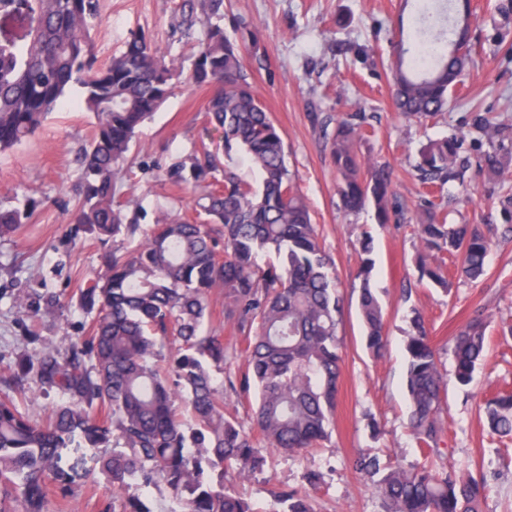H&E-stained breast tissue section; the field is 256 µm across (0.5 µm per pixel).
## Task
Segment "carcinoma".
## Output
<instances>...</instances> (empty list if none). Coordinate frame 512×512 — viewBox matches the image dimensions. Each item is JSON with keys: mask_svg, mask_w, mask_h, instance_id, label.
<instances>
[{"mask_svg": "<svg viewBox=\"0 0 512 512\" xmlns=\"http://www.w3.org/2000/svg\"><path fill=\"white\" fill-rule=\"evenodd\" d=\"M417 37L408 60L392 69L396 111L419 121L448 105V96L471 61V50L453 54L452 13L469 11V0H417ZM223 0H189L186 29L207 24L197 45L191 80L210 87L205 112L218 134L203 159L181 163L171 175L198 192L204 221L175 220L162 214L151 229L127 215L114 183L122 171L137 129L173 92L174 60L139 30L129 33L122 51L96 65L91 30L99 21V0H0V14L25 25L21 38L0 35V152L32 136L74 86L81 105L95 115L91 139L80 152L78 203L66 216L100 242L124 235L139 243L132 251L103 256L95 280L80 290L82 308L97 313L88 338L65 351L44 346L22 359L14 382L28 375L61 401L44 420L21 412L0 397V512H43L47 488L71 493L72 477L62 467L76 448H112L100 456L98 471L112 493L135 484L164 486L178 512H253L224 485V468L241 477L263 466L254 435L224 413V388L236 395L256 391L254 425L270 448L299 453L319 445L332 432L339 395L343 299L334 262L311 223L307 205L293 188L283 134L247 81L243 57L255 32L241 27V43L224 37ZM477 127L489 149L479 166L490 178L505 180L512 154L504 144L508 128L487 117ZM366 133L350 115L339 121L331 157L339 176L345 212L375 209L380 223L390 219V170L362 161L357 145ZM460 140L451 135L429 141L421 151L423 183L444 192L458 178ZM240 153L259 180L251 183L230 167L224 183L213 185L220 155ZM37 207H0V238L27 223ZM424 255L420 279L446 288L439 255L458 260L460 277L475 282L485 275L493 240L479 224H450L448 212L430 199L415 217ZM360 268L358 303L366 348L375 357L386 349L384 309L371 286L373 262ZM274 260L261 266L258 258ZM224 291L245 342L247 372L217 380L226 346L202 331L210 315L206 297ZM406 341L409 425L428 453L410 468L363 455L355 468L379 476L375 490L383 512H481L487 482L457 475L431 455L444 434L442 392L447 379L419 313ZM487 319L477 313L452 341L453 377L469 385L485 356ZM179 342L167 370L160 362L170 338ZM490 431L512 440V392L483 402ZM280 512H314L307 497L278 494Z\"/></svg>", "mask_w": 512, "mask_h": 512, "instance_id": "carcinoma-1", "label": "carcinoma"}]
</instances>
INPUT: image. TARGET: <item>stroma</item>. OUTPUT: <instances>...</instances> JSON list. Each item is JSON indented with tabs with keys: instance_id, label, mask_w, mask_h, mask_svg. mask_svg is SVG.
Listing matches in <instances>:
<instances>
[{
	"instance_id": "obj_1",
	"label": "stroma",
	"mask_w": 512,
	"mask_h": 512,
	"mask_svg": "<svg viewBox=\"0 0 512 512\" xmlns=\"http://www.w3.org/2000/svg\"><path fill=\"white\" fill-rule=\"evenodd\" d=\"M184 0H102V21L93 30L99 62L117 55L130 30L143 29L180 72L177 89L137 132L129 164L119 177V201L138 203L139 222L150 227L160 209L170 217H193V190L167 174L176 162L189 159L207 138L205 102L208 88L187 83L194 46L204 28L182 24ZM473 61L461 90L437 118L421 122L402 116L392 99L389 59L403 34L412 31V14L403 0H224V34L240 37V24L257 34L249 50L245 74L283 133L288 165L317 224L326 251L335 263L344 299L340 335L343 340L340 393L335 425L321 447L291 456L263 448L259 471L226 480L255 512H277V491L305 490V475L320 473L312 491L315 512H382L372 479L357 472L358 454L410 466L421 462L408 426L404 391V345L411 331L412 311H419L442 367L452 370L450 353L457 331L475 311L487 315L485 363L466 387L448 384L443 396L445 437L440 450L449 468L486 475L488 488L481 512H512V443L492 436L481 402L486 394L512 388V238L496 239L485 276L476 283L456 280L443 291L419 277L421 247L413 217L421 203L418 170L428 141L452 134L463 136L468 163L458 181L449 183L444 203L452 224L502 227L512 224V192L478 167L487 147L476 114L512 127V0H471ZM79 91L53 112L30 138L0 153V206L20 207L40 200L33 219L11 237L0 239V376L20 357L43 346L65 349L87 335L93 315L79 309V288L100 265L104 248L123 246V239L102 244L90 238L71 241L64 212L77 201L78 157L90 140L93 113L75 106ZM359 113L369 131L360 153L366 161L389 165L392 198L400 206L398 220L379 223L373 208L345 214L337 194V175L330 138L337 121ZM370 239L374 261L372 284L385 310L386 352L373 358L365 349L358 310L361 242ZM64 293L69 302L50 305ZM211 315L204 328L223 337L230 355L227 373L245 369L244 345L233 319L224 315V295L212 293ZM97 451L69 455L78 478L68 497L50 491L45 512H121L125 501L138 497L154 512H169L172 499L165 488L131 486L112 494L106 481L87 485L83 472L96 466Z\"/></svg>"
}]
</instances>
